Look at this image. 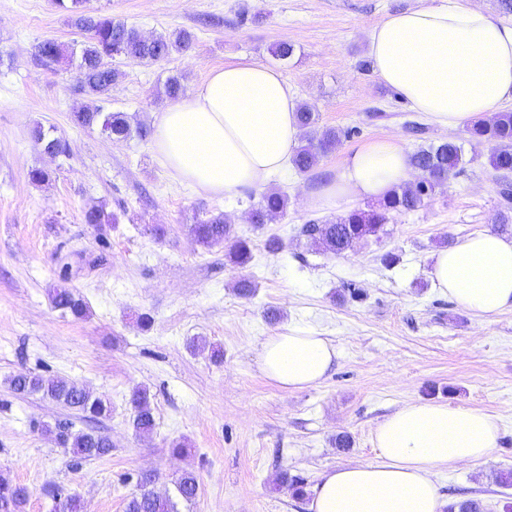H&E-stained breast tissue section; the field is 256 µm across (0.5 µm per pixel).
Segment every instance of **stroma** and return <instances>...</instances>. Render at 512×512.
<instances>
[{"mask_svg":"<svg viewBox=\"0 0 512 512\" xmlns=\"http://www.w3.org/2000/svg\"><path fill=\"white\" fill-rule=\"evenodd\" d=\"M427 0H90L91 10L144 34L185 29L192 47L158 63L113 65L123 77L111 108L154 125L168 107L158 98L166 78L181 74L186 88L211 68L243 58L280 70L298 102L310 104L323 126L347 138L307 173L287 167L269 188L288 197L285 216L256 228L249 215L262 199L249 189L211 197L181 184L154 159L151 140L115 143L75 127L84 102L75 68L41 66L39 42L79 41L54 0H0V470L26 486L24 512H52L43 488L54 483L78 497L83 512H124L142 473L154 488L172 490L181 469L195 470L199 491L180 512H309L308 500L276 488L279 474L313 487L334 468L374 461L376 426L407 403H440L490 415L500 428L496 448L473 464L440 467L445 502L475 499L483 512H505L512 487V310L485 319L457 306L432 279V256L466 238L497 229L505 200L487 164L490 147L467 127L448 130L417 112L375 75L366 40L388 15ZM293 45L276 59L272 48ZM423 126L411 131L412 122ZM70 144L50 158L31 139L34 124ZM397 136L407 152L444 140L462 148L465 164L418 211L393 215L380 238L341 256L319 252L301 234L313 219L332 220L349 203L315 209L312 194L339 174L355 149ZM51 178L32 183L31 169ZM105 205L117 224L97 229L85 209ZM221 212L235 236L252 239L253 259L238 267L220 247L206 249L188 231L198 208ZM280 238L270 254L264 242ZM394 254L385 266L382 257ZM249 277L253 298L236 295ZM65 284L87 302L77 319L53 306L49 291ZM279 311L278 324L266 309ZM152 317L149 327L139 314ZM305 326L337 347L333 371L318 385L288 390L258 366V348L275 328ZM203 338L224 350L192 351ZM31 371L74 380L108 398L112 415L101 424L111 456L72 467L48 433L56 420L85 421L39 396L9 388ZM146 386L156 428L136 436L128 404L132 387ZM349 435L340 450L335 439ZM182 445L174 454V445Z\"/></svg>","mask_w":512,"mask_h":512,"instance_id":"35a3bbf8","label":"stroma"}]
</instances>
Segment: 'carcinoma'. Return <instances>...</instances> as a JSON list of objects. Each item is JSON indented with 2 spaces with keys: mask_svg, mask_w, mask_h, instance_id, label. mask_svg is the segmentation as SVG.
<instances>
[{
  "mask_svg": "<svg viewBox=\"0 0 512 512\" xmlns=\"http://www.w3.org/2000/svg\"><path fill=\"white\" fill-rule=\"evenodd\" d=\"M58 8L66 15L69 24L84 35L79 47L74 48L54 40H44L36 46V57L46 66L68 63L75 66L78 75V89L92 97L94 103L85 104L73 111L72 121L81 128L98 127L101 134L114 142H124L133 136L145 138L150 130L140 124L132 127L130 117L124 112H112L105 104L111 98L112 86L117 84L123 73L107 67L113 58L123 57L137 62H160L174 53L187 50L193 41L191 32L185 29L160 34L151 39L145 38L133 26L117 22L110 16L93 14L86 10V0H56ZM185 92L182 77L172 75L163 85V94L175 100ZM298 123L303 131L302 144L292 157V165L298 171H310L321 155L332 151L341 142L346 132L334 127L318 125V116L312 106L303 103L297 110ZM473 139L490 145L488 162L497 173L512 172V110L495 113L489 120L473 125L470 130ZM31 137L36 144L46 150L51 148L57 156L68 154V142L61 136L37 123L31 129ZM412 167L424 174V179L410 184L404 189L395 190L372 209L353 210L335 222H310L303 226V233L323 252L342 255L357 242L383 231L395 213H409L426 205L435 190L443 186L448 178L463 165L461 147L452 140L439 144L419 147L411 156ZM287 195L269 192L251 213V222L262 225L286 214ZM116 217L103 206H93L85 213L87 224H112ZM189 232L196 243L213 248H227L229 261L244 265L252 257L250 242L232 237L230 225L224 214L203 211L194 217ZM53 305L75 318H84L89 309L83 299L63 285L50 290ZM10 389L18 395L38 394L61 404L100 423L112 413L111 403L93 395L84 387L68 379L29 372L20 373L9 379ZM130 405L134 410L133 427L140 435H149L155 427L152 395L145 386H138L131 392ZM47 432L53 435L60 447L74 458L75 465L84 461L102 459L112 455L110 438L97 427L74 430L73 423L61 420ZM152 478L144 476L140 480V492L130 497L124 512H178L177 501H195L198 490V477L192 470H183L174 480L175 497L161 496L148 488ZM47 494L55 501L57 512H79L75 497L64 492L63 488L50 484ZM29 497L27 487L13 482L6 474L0 473V512H21Z\"/></svg>",
  "mask_w": 512,
  "mask_h": 512,
  "instance_id": "1",
  "label": "carcinoma"
}]
</instances>
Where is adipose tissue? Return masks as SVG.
<instances>
[{"instance_id":"ef3b65f1","label":"adipose tissue","mask_w":512,"mask_h":512,"mask_svg":"<svg viewBox=\"0 0 512 512\" xmlns=\"http://www.w3.org/2000/svg\"><path fill=\"white\" fill-rule=\"evenodd\" d=\"M367 46L378 78L442 127L490 118L512 101V25L465 0H431L389 15ZM155 127L161 165L219 197L265 190L301 138L293 87L278 69L247 60L211 69ZM412 172L400 140L384 137L355 150L311 204L327 211L345 201L375 202L410 184ZM432 276L460 307L498 315L512 308V239L484 232L439 250ZM337 356L330 339L295 326L266 336L258 352L261 372L286 389L319 384ZM498 439L496 422L481 411L406 404L377 426L375 461L321 476L310 512H442L436 469L479 461Z\"/></svg>"}]
</instances>
